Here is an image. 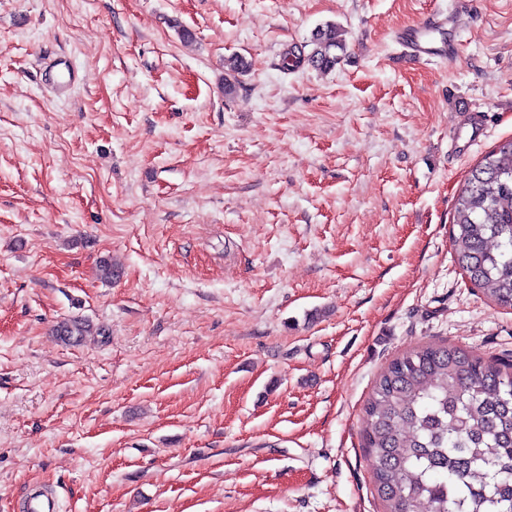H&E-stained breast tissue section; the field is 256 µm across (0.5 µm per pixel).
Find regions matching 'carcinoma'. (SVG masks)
I'll return each instance as SVG.
<instances>
[{"instance_id": "cac0c4a2", "label": "carcinoma", "mask_w": 512, "mask_h": 512, "mask_svg": "<svg viewBox=\"0 0 512 512\" xmlns=\"http://www.w3.org/2000/svg\"><path fill=\"white\" fill-rule=\"evenodd\" d=\"M344 51L334 25L317 28L284 68L331 70ZM455 261L487 299L512 308V139L487 154L460 189L451 229ZM103 330L62 321L77 344ZM364 448L383 512H512V363L493 365L453 345L392 359L363 407Z\"/></svg>"}]
</instances>
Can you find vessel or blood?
<instances>
[{"instance_id": "vessel-or-blood-1", "label": "vessel or blood", "mask_w": 512, "mask_h": 512, "mask_svg": "<svg viewBox=\"0 0 512 512\" xmlns=\"http://www.w3.org/2000/svg\"><path fill=\"white\" fill-rule=\"evenodd\" d=\"M472 0H450L448 8H440L422 19L397 29L393 39L405 59L412 63H453L459 57V47L450 31L456 30L460 16L470 12ZM47 80L54 92L66 94L76 81V74L66 61L53 64Z\"/></svg>"}]
</instances>
